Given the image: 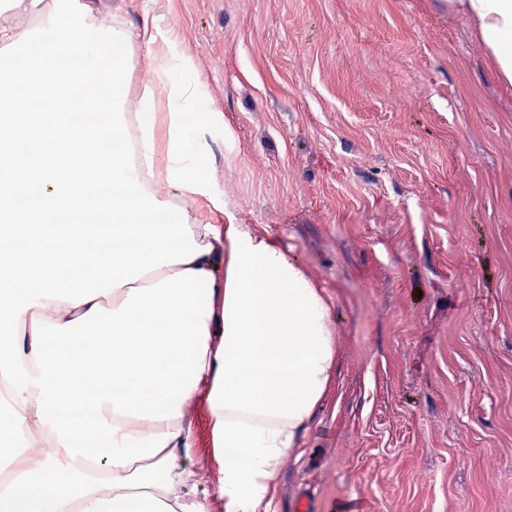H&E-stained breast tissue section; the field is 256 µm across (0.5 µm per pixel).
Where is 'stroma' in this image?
Segmentation results:
<instances>
[{
	"instance_id": "35a3bbf8",
	"label": "stroma",
	"mask_w": 512,
	"mask_h": 512,
	"mask_svg": "<svg viewBox=\"0 0 512 512\" xmlns=\"http://www.w3.org/2000/svg\"><path fill=\"white\" fill-rule=\"evenodd\" d=\"M172 30L227 211L332 302L333 389L278 512H512V87L443 0H92ZM180 458L224 512L207 407Z\"/></svg>"
}]
</instances>
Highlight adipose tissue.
Segmentation results:
<instances>
[{
    "mask_svg": "<svg viewBox=\"0 0 512 512\" xmlns=\"http://www.w3.org/2000/svg\"><path fill=\"white\" fill-rule=\"evenodd\" d=\"M444 2L512 86V0ZM12 8L0 20V221L15 218L14 201L29 190L14 155L30 142L49 162L27 222L76 219L95 187L112 222L103 245L112 272L103 288L63 285L52 269L20 284L31 256L55 261L65 249L35 235L0 252V385L16 437L35 429L48 444L38 457L11 458L0 512H208L176 466L192 445L186 410L202 388L223 457L224 512H272L280 468L332 384L329 300L273 239L179 206L188 198L225 212L205 141L224 118L201 106L196 65L169 30L134 33L88 0ZM35 16L43 26L32 34L21 21ZM137 37L150 49L152 87L131 117L115 109L135 65L119 50ZM72 58L82 73L68 71ZM88 75L109 89L96 105L113 126L135 122L136 157L96 153L82 123L41 118L83 91ZM157 84L168 87L162 134L151 116Z\"/></svg>",
    "mask_w": 512,
    "mask_h": 512,
    "instance_id": "ef3b65f1",
    "label": "adipose tissue"
}]
</instances>
